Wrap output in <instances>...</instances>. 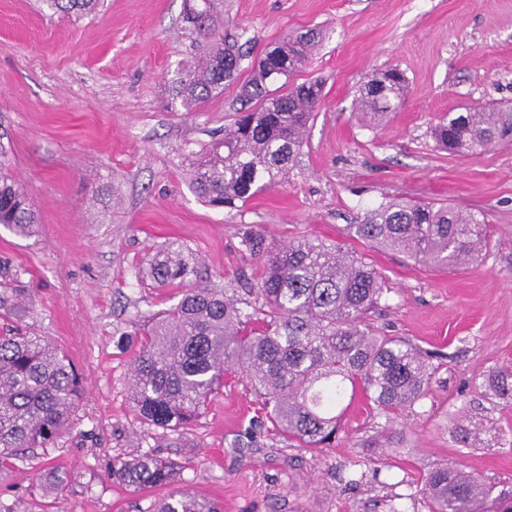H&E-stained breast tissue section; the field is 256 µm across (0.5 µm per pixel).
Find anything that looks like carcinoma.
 <instances>
[{"label":"carcinoma","instance_id":"obj_1","mask_svg":"<svg viewBox=\"0 0 512 512\" xmlns=\"http://www.w3.org/2000/svg\"><path fill=\"white\" fill-rule=\"evenodd\" d=\"M57 10L87 13L98 0H46ZM214 0H186L185 30L199 52L172 81L170 96L191 112L224 85L237 81L243 56L217 38ZM315 46L312 33L290 34L257 62L239 86L237 117L224 140L195 152L190 182L212 207L234 208L262 189L288 178L300 154L307 126L322 97L314 81L286 90L268 84L290 79ZM385 82L380 96L361 90L362 117L382 120L407 94L403 73L374 74ZM435 141L469 156L512 142V111L468 108L435 125ZM0 224L19 237L37 232L39 222L20 185L0 173ZM350 233L426 267L456 268L479 256L487 225L472 212L447 206L391 200L368 210ZM264 272L248 283L243 302L199 283L181 300L153 317L140 337L131 393L143 422L176 432L199 416L207 399L236 372L251 385L265 418L290 440L309 448H332L341 413L357 396L384 413L424 398L438 366L433 355L409 341L380 336L367 317L383 294L380 273L338 245L302 239L278 247L258 233L242 238ZM199 259L165 249L145 262L156 284L186 283L197 276ZM30 302L15 288L0 291V310L13 325L0 332V458L18 459L54 443L69 426L82 388L75 366L52 344L31 336L21 323ZM485 387L512 402V367L491 372ZM181 465L144 453L112 463V478L135 491L176 482ZM422 494L430 512H512V490L496 486L458 465L426 475ZM156 512H223L217 503L176 489Z\"/></svg>","mask_w":512,"mask_h":512}]
</instances>
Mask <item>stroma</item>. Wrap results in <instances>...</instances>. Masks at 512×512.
I'll list each match as a JSON object with an SVG mask.
<instances>
[{
    "label": "stroma",
    "mask_w": 512,
    "mask_h": 512,
    "mask_svg": "<svg viewBox=\"0 0 512 512\" xmlns=\"http://www.w3.org/2000/svg\"><path fill=\"white\" fill-rule=\"evenodd\" d=\"M226 40L249 77L291 32H319L318 50L292 78L323 96L287 181L234 209L192 189L188 154L222 137L237 85L198 111L171 109L168 85L194 53L184 0H101L67 14L41 0H0V171L23 188L40 220L24 238L0 225V270L31 301L28 331L78 368L83 395L72 426L34 455L0 466V502L18 512H153L166 488L113 481L112 461L149 452L182 464L180 484L224 512H428L431 469L459 464L512 488V405L484 386L512 366V144L461 157L431 129L466 105L512 103V0H216ZM400 69L401 105L362 120L361 87ZM391 199L471 210L489 230L479 258L434 270L357 239L349 225ZM280 245L321 240L373 265L384 295L371 324L437 356L428 395L393 422L355 399L336 445L288 441L264 422L245 379L229 376L200 416L168 434L133 410L132 337L185 291L140 269L165 247L200 260L199 281L239 290L260 277L245 232ZM479 421L491 440L456 439ZM259 426L258 445L237 448ZM360 477L348 486L340 474ZM61 478L44 495L48 476Z\"/></svg>",
    "instance_id": "stroma-1"
}]
</instances>
